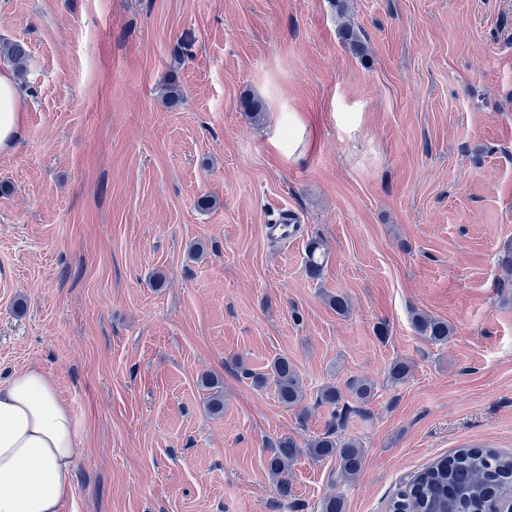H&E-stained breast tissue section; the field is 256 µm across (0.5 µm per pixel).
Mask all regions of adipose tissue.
Here are the masks:
<instances>
[{"instance_id":"adipose-tissue-1","label":"adipose tissue","mask_w":512,"mask_h":512,"mask_svg":"<svg viewBox=\"0 0 512 512\" xmlns=\"http://www.w3.org/2000/svg\"><path fill=\"white\" fill-rule=\"evenodd\" d=\"M23 89L0 72V151L21 135ZM77 431L50 376L36 367L0 387V512H58L74 491Z\"/></svg>"}]
</instances>
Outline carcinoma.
I'll use <instances>...</instances> for the list:
<instances>
[{"label":"carcinoma","instance_id":"1","mask_svg":"<svg viewBox=\"0 0 512 512\" xmlns=\"http://www.w3.org/2000/svg\"><path fill=\"white\" fill-rule=\"evenodd\" d=\"M0 57L7 59L18 80L26 81L28 53L19 42H0ZM182 95L178 76H167L163 98L174 104ZM325 261L322 244L314 239L308 244L306 267L313 278L322 274ZM416 332L433 344H445L453 335V327L447 321L424 313L413 316ZM276 385L278 402L288 408H298L304 401V391L294 365L286 357H277L271 366ZM410 365L402 360L389 368L392 382L406 381ZM374 395V386L365 379L351 378L344 388L335 385L322 387L316 403L331 409L338 421L344 420L348 398L360 404ZM269 472L280 495L290 494V474L297 459L305 454L313 460L334 457L345 476L358 474L364 464V450L354 439L336 438V425L323 436L301 446L291 436L279 438L271 448ZM512 492V455L505 456L490 448H460L437 459L424 469L411 475L390 503V512H495L498 500Z\"/></svg>","mask_w":512,"mask_h":512}]
</instances>
